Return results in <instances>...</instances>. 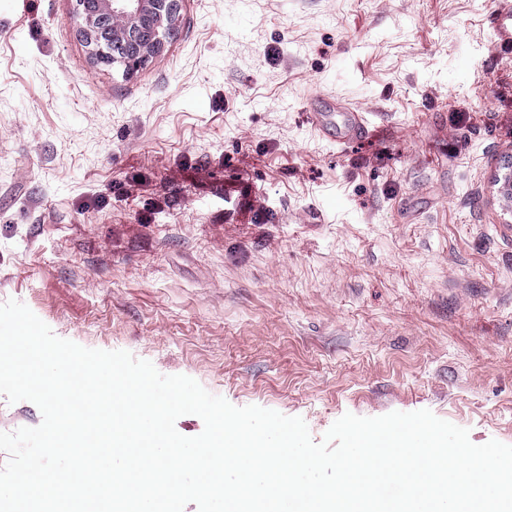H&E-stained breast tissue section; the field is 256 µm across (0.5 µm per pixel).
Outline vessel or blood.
Listing matches in <instances>:
<instances>
[{
    "label": "vessel or blood",
    "mask_w": 512,
    "mask_h": 512,
    "mask_svg": "<svg viewBox=\"0 0 512 512\" xmlns=\"http://www.w3.org/2000/svg\"><path fill=\"white\" fill-rule=\"evenodd\" d=\"M308 119L319 136L339 147L356 144L372 136V124L361 112L353 111L340 98L311 97Z\"/></svg>",
    "instance_id": "obj_1"
}]
</instances>
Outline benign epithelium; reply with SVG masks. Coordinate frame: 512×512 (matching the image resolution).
I'll use <instances>...</instances> for the list:
<instances>
[{
  "instance_id": "obj_1",
  "label": "benign epithelium",
  "mask_w": 512,
  "mask_h": 512,
  "mask_svg": "<svg viewBox=\"0 0 512 512\" xmlns=\"http://www.w3.org/2000/svg\"><path fill=\"white\" fill-rule=\"evenodd\" d=\"M78 30L99 65L129 74L162 52L182 0H75Z\"/></svg>"
}]
</instances>
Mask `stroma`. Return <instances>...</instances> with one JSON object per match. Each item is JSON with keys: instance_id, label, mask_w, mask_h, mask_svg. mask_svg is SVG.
I'll use <instances>...</instances> for the list:
<instances>
[{"instance_id": "1", "label": "stroma", "mask_w": 512, "mask_h": 512, "mask_svg": "<svg viewBox=\"0 0 512 512\" xmlns=\"http://www.w3.org/2000/svg\"><path fill=\"white\" fill-rule=\"evenodd\" d=\"M512 0H184L131 75L0 0V303L237 407L512 445ZM335 95L376 127L339 149ZM308 119L319 136L340 148L356 144L372 136V123L361 112L353 111L340 98L311 96Z\"/></svg>"}]
</instances>
